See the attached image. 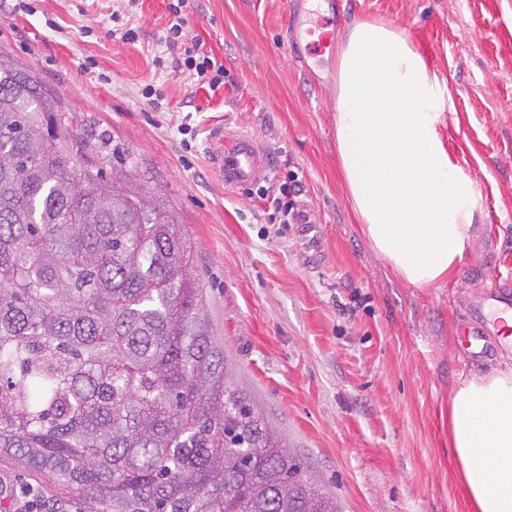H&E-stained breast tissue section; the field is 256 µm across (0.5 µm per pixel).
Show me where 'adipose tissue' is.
<instances>
[{
  "mask_svg": "<svg viewBox=\"0 0 512 512\" xmlns=\"http://www.w3.org/2000/svg\"><path fill=\"white\" fill-rule=\"evenodd\" d=\"M336 154L361 233L406 284L453 277L483 199L452 154L447 86L409 34L356 23L336 45ZM465 512H512V368L471 373L448 405Z\"/></svg>",
  "mask_w": 512,
  "mask_h": 512,
  "instance_id": "adipose-tissue-1",
  "label": "adipose tissue"
}]
</instances>
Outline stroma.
<instances>
[{"label": "stroma", "mask_w": 512, "mask_h": 512, "mask_svg": "<svg viewBox=\"0 0 512 512\" xmlns=\"http://www.w3.org/2000/svg\"><path fill=\"white\" fill-rule=\"evenodd\" d=\"M291 0H190L177 44L167 0H0V49L52 87L82 140L76 166L140 162L190 243L211 332L236 383L317 471L339 512H464L448 399L512 351L465 360L459 328L478 286L512 290V0H343L405 29L445 78L451 145L484 199L458 273L401 281L352 219L336 160V60L294 47ZM135 31L127 43L126 31ZM202 43L224 65L210 90L176 68ZM254 133L268 180L229 189L209 132ZM295 185L311 228L269 216Z\"/></svg>", "instance_id": "stroma-1"}]
</instances>
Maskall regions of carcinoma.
<instances>
[{"mask_svg":"<svg viewBox=\"0 0 512 512\" xmlns=\"http://www.w3.org/2000/svg\"><path fill=\"white\" fill-rule=\"evenodd\" d=\"M0 51V458L88 512H339L236 385L181 224Z\"/></svg>","mask_w":512,"mask_h":512,"instance_id":"cac0c4a2","label":"carcinoma"}]
</instances>
